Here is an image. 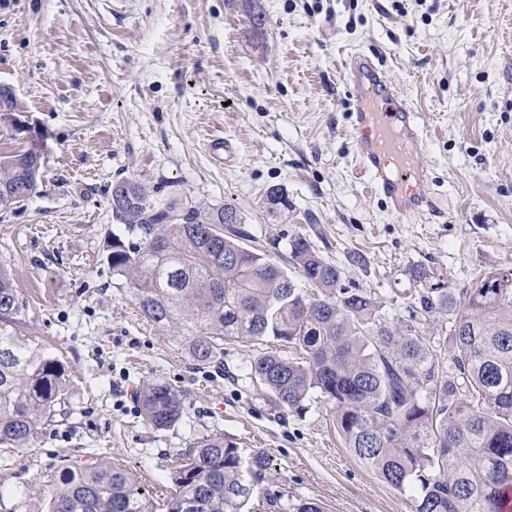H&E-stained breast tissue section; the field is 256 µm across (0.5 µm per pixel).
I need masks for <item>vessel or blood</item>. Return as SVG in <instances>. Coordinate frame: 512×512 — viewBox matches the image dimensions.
I'll return each mask as SVG.
<instances>
[{"label":"vessel or blood","instance_id":"vessel-or-blood-1","mask_svg":"<svg viewBox=\"0 0 512 512\" xmlns=\"http://www.w3.org/2000/svg\"><path fill=\"white\" fill-rule=\"evenodd\" d=\"M344 70L354 87V148L372 191L400 219L431 209L434 195L422 161L424 137L416 112L374 56L353 53Z\"/></svg>","mask_w":512,"mask_h":512}]
</instances>
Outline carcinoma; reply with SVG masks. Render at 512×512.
<instances>
[{"label": "carcinoma", "instance_id": "obj_1", "mask_svg": "<svg viewBox=\"0 0 512 512\" xmlns=\"http://www.w3.org/2000/svg\"><path fill=\"white\" fill-rule=\"evenodd\" d=\"M243 8L254 27L265 26L256 0ZM40 176L28 149L0 158V211L33 194ZM111 201L127 233L112 238V273L129 281L148 319L191 333L198 361L217 358L226 336L286 344L296 356H260L249 378L282 407L297 410L313 395L328 405L344 446L410 493L414 512H503L500 490L512 485V268L450 289L433 268L413 266L410 320L394 322L374 292L345 285L340 267L303 235L273 257L231 205L207 213L191 201L160 206L129 180L112 187ZM22 308L0 266V322ZM444 312L448 333L421 334ZM70 385L57 357L0 327V447L27 448L66 417ZM138 398L156 431L185 413L161 380ZM271 481L266 455L246 460L224 435H204L171 472L166 512H246ZM155 508L131 475L92 461L63 468L47 512Z\"/></svg>", "mask_w": 512, "mask_h": 512}]
</instances>
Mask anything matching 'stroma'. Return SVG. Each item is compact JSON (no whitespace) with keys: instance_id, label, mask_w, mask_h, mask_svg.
Instances as JSON below:
<instances>
[{"instance_id":"obj_1","label":"stroma","mask_w":512,"mask_h":512,"mask_svg":"<svg viewBox=\"0 0 512 512\" xmlns=\"http://www.w3.org/2000/svg\"><path fill=\"white\" fill-rule=\"evenodd\" d=\"M255 32L240 0H0V83L42 136L38 187L0 214V264L24 309L9 327L63 357L71 415L33 447L0 448V512H47L73 461L101 458L163 505L180 453L222 434L243 456L265 452L277 500L325 512H412L409 495L359 461L328 408L279 407L246 375L267 341H224L216 366L192 337L141 312L106 255L124 227L116 181L140 182L153 202L182 197L235 206L270 253L297 235L408 317L410 266L447 287L512 268V0H259ZM380 56L418 113L435 209L400 223L359 172L346 57ZM213 138L232 156L214 163ZM284 204H270L269 187ZM166 381L188 410L148 430L138 393Z\"/></svg>"}]
</instances>
